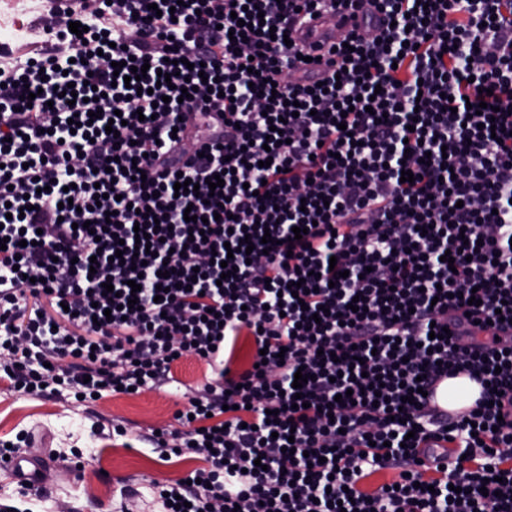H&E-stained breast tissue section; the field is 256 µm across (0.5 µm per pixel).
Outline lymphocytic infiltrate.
Listing matches in <instances>:
<instances>
[{
    "label": "lymphocytic infiltrate",
    "mask_w": 512,
    "mask_h": 512,
    "mask_svg": "<svg viewBox=\"0 0 512 512\" xmlns=\"http://www.w3.org/2000/svg\"><path fill=\"white\" fill-rule=\"evenodd\" d=\"M428 3L67 0L50 52L0 51V372L90 401L220 363L148 437L205 461L164 512H512V0ZM323 7L387 25L317 83L283 36ZM462 372L451 417L425 393ZM479 386L468 377L448 379V407L470 405L479 396Z\"/></svg>",
    "instance_id": "1"
}]
</instances>
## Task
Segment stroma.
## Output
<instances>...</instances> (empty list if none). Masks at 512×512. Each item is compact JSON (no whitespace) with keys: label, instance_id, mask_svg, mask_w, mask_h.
I'll list each match as a JSON object with an SVG mask.
<instances>
[{"label":"stroma","instance_id":"obj_1","mask_svg":"<svg viewBox=\"0 0 512 512\" xmlns=\"http://www.w3.org/2000/svg\"><path fill=\"white\" fill-rule=\"evenodd\" d=\"M54 0H0V17L19 19L23 40L14 56H39L47 48L43 27L54 21ZM170 384L134 394H107L79 402L62 394L41 397L0 380V444H13L29 460L44 459L40 494H21L0 475V505L16 512H163L154 487L201 467L188 455L160 457L142 439L174 424L192 393L215 379L214 367L187 355L172 369Z\"/></svg>","mask_w":512,"mask_h":512}]
</instances>
